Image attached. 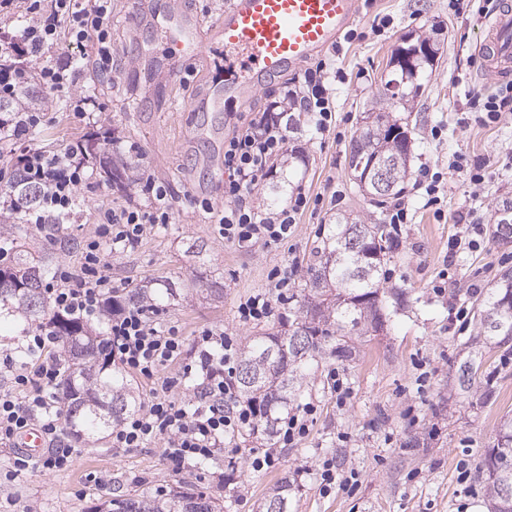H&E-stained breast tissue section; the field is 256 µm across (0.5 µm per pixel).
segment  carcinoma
I'll use <instances>...</instances> for the list:
<instances>
[{"mask_svg":"<svg viewBox=\"0 0 512 512\" xmlns=\"http://www.w3.org/2000/svg\"><path fill=\"white\" fill-rule=\"evenodd\" d=\"M419 75L403 70L393 74L385 87L394 84L391 95L405 98L421 88ZM408 131L390 118L383 109L361 112L360 123L349 149V168L355 185L362 192L368 188L358 172L361 162L376 155L397 157L394 187L389 195H400L409 176L410 152L405 147ZM106 181L121 190L126 186V170L114 163L102 164ZM19 208L37 202L39 190L30 183L16 182L10 187ZM359 227L363 235L356 250L347 246L348 225ZM391 252L389 236L383 221L370 224L350 221L341 215L322 244L313 250V261L307 267L304 287L290 294L288 301L298 304V316L284 332H263L250 337L241 352L237 388L241 397L258 408L259 416L252 431L272 440L281 415L297 395L302 380L304 361L335 343L334 352L347 354L355 341L375 332L384 322L381 312L380 283L382 266ZM0 312L16 309L27 316L45 315L43 294L44 265L38 264L19 250L15 264L0 267ZM512 274L505 273L497 286L490 289L477 311L478 337L494 342L512 355ZM57 339L65 341L62 356L65 366L64 394L68 403L66 429L73 436L85 431L112 427L121 416L137 405L124 374L111 369V359L104 351L106 337L92 336L81 321L53 316L48 321ZM306 330L308 341L296 348L291 336ZM252 365V376H244V365ZM482 362L476 357L464 360L458 370V385L467 392L475 383ZM490 512H512V496L498 494V484L512 485V416L500 423L491 448L479 464ZM293 483L278 481L265 499L261 512H290ZM220 505L210 498L187 490L174 489L160 498L126 494L97 507V512H219Z\"/></svg>","mask_w":512,"mask_h":512,"instance_id":"obj_1","label":"carcinoma"}]
</instances>
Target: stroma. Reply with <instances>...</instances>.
<instances>
[{
  "label": "stroma",
  "instance_id": "stroma-1",
  "mask_svg": "<svg viewBox=\"0 0 512 512\" xmlns=\"http://www.w3.org/2000/svg\"><path fill=\"white\" fill-rule=\"evenodd\" d=\"M388 17L386 34L372 27L374 17ZM360 40L342 45L336 67V128L315 134L306 113L288 115L290 150L306 156L308 165L293 178L309 195L323 202L302 215L287 241L263 248H241L224 241L200 206L208 200L224 208V137L235 112L223 113L215 129L201 131V113L188 106L200 88L213 81L223 63L224 49L207 46L203 60L173 71L164 84L149 83L144 74L160 55L165 38L151 0H112V40L115 56L110 82H99L84 68L80 82L97 91L96 106L86 117L68 116L62 102L46 104L53 118L30 136V144L47 150L84 143L97 134L112 137L109 152L130 170L125 190L96 176L88 198L63 224L31 230L29 252L45 257L50 266L77 257L76 244L92 224L98 209L136 194V180L148 171L172 197L174 220L161 224L137 246L112 261V285L125 296L134 288L164 280L189 286L179 301L158 302L159 322L190 337L201 327H220L245 342L255 325L241 324L237 306L253 294L267 291L272 268L284 264L306 270L312 251L328 234L338 215L369 223L381 212L371 205L351 179L350 141L360 112L385 106L377 91L390 79L387 61L407 36H435L439 53L420 77L422 87L407 108L394 114L409 128L411 168L448 164L465 154L489 164L488 183L471 197L463 174L449 172L443 215L423 209L412 192H405L411 221L397 236L383 281V333L367 337L355 353L339 358L325 352L303 369L298 404L314 403L317 412L309 436L293 448H275L273 467L256 472L249 449L262 440L240 434L223 455L176 472L159 444L114 448L108 432H89L75 441L79 454L64 472L34 470L12 482H0V504L14 503L17 512L35 505L38 512H94L112 497L136 493L148 497L182 487L218 502L223 512H259L274 483L289 478L299 487L291 512H488L484 485L476 471L485 448L494 443L500 420L512 414V358L501 348H480L482 376L469 392L456 388L462 345L477 330L475 318L456 321L453 310L476 304L512 270V248L500 247L493 232L502 200H512V114L496 126H459L469 109L473 89L495 90L480 74L474 46L481 27L448 8V0H372L353 23ZM443 130L432 138V127ZM483 216L475 248H452L465 235L471 212ZM448 273L445 295L432 292L440 271ZM343 372L352 391L338 404L327 384L330 369ZM496 391L493 402L481 400L485 385ZM336 458L358 470L353 493L321 494L315 471L324 459ZM468 459L472 470L460 484L457 465Z\"/></svg>",
  "mask_w": 512,
  "mask_h": 512
}]
</instances>
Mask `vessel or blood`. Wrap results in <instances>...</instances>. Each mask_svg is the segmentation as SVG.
Returning a JSON list of instances; mask_svg holds the SVG:
<instances>
[{"label": "vessel or blood", "instance_id": "vessel-or-blood-1", "mask_svg": "<svg viewBox=\"0 0 512 512\" xmlns=\"http://www.w3.org/2000/svg\"><path fill=\"white\" fill-rule=\"evenodd\" d=\"M363 0H227L210 38L237 53L241 75L225 83L204 85L193 108L220 112L228 99L248 105L252 91L316 55L337 48L362 9ZM170 41L191 47V59L201 56L195 47L198 27L178 0L168 14ZM485 76L512 82V0H499L487 18L477 43Z\"/></svg>", "mask_w": 512, "mask_h": 512}]
</instances>
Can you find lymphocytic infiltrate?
Returning a JSON list of instances; mask_svg holds the SVG:
<instances>
[{"label":"lymphocytic infiltrate","instance_id":"f902f5d3","mask_svg":"<svg viewBox=\"0 0 512 512\" xmlns=\"http://www.w3.org/2000/svg\"><path fill=\"white\" fill-rule=\"evenodd\" d=\"M20 13L27 16V25L18 34L0 35V99H20L33 82L41 91L62 97L75 118H84L95 99L79 83L80 64L71 59L51 62L47 55L63 35L79 47L89 43L97 71L111 76L112 0H0V18ZM335 79L331 64L319 61L302 78L284 83L280 99L234 126L225 137L224 209L218 218L225 241L241 247L278 245L309 209L310 196L299 191L285 207L262 213L253 205L252 192L287 147L288 129L280 114L283 106L308 113L317 134L335 128ZM470 107L475 123H499L512 112V84L493 94L473 93ZM18 171L41 190L36 206L22 214L23 223L38 228L51 217L69 219L82 190L92 186L93 175L77 146L61 152L27 149L15 163L0 167V185L8 184ZM140 195V200L100 214L79 244L78 262L59 264L46 294L59 315L88 322L110 312L107 350L111 359L154 385L146 405L113 426V447L158 443L166 459L183 469L221 454L225 442L252 427L256 414L236 394L235 337L205 327L196 331L189 344L178 332L158 325L155 310L136 304L113 307L109 273L113 258L156 225L173 219L170 195L161 182L146 178ZM295 275L292 265L273 268L272 291L240 302L239 322L246 325L271 318L276 304L287 299ZM27 339L28 362L15 363L9 355L0 361L11 374L8 388L0 390V451L10 454L5 473L10 480L35 469L64 471L75 459V449L64 436L67 405L60 395L63 372L52 331L44 325ZM188 348L193 351L192 361L178 375H165V368ZM29 428L40 429L47 439L48 450L42 457L30 458L13 450L16 437Z\"/></svg>","mask_w":512,"mask_h":512}]
</instances>
